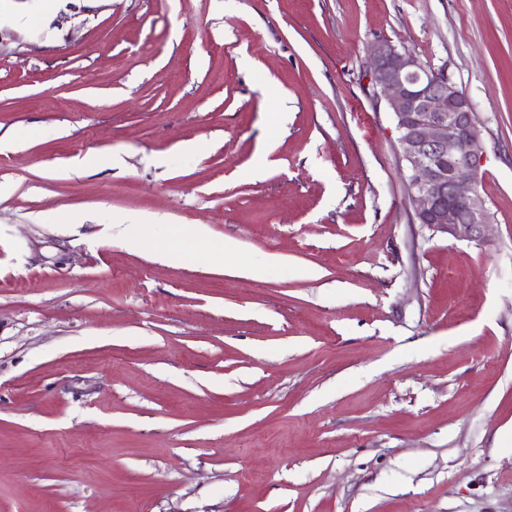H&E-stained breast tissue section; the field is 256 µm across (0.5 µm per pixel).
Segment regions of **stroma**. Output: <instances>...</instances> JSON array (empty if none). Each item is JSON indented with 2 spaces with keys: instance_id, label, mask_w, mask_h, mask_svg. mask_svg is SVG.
Here are the masks:
<instances>
[{
  "instance_id": "obj_1",
  "label": "stroma",
  "mask_w": 512,
  "mask_h": 512,
  "mask_svg": "<svg viewBox=\"0 0 512 512\" xmlns=\"http://www.w3.org/2000/svg\"><path fill=\"white\" fill-rule=\"evenodd\" d=\"M43 4L0 0V512H512V0ZM376 41L471 100L485 242L412 223Z\"/></svg>"
}]
</instances>
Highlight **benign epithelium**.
Returning a JSON list of instances; mask_svg holds the SVG:
<instances>
[{
    "mask_svg": "<svg viewBox=\"0 0 512 512\" xmlns=\"http://www.w3.org/2000/svg\"><path fill=\"white\" fill-rule=\"evenodd\" d=\"M367 76L398 133L412 223L482 242L490 217L478 193L484 157L474 108L446 74L388 42L371 45Z\"/></svg>",
    "mask_w": 512,
    "mask_h": 512,
    "instance_id": "benign-epithelium-1",
    "label": "benign epithelium"
}]
</instances>
